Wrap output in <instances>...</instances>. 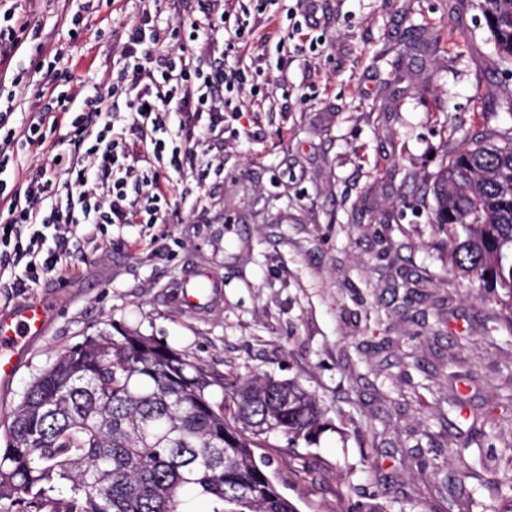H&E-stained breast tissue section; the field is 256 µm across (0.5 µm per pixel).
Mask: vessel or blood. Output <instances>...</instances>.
Listing matches in <instances>:
<instances>
[{"label": "vessel or blood", "instance_id": "1", "mask_svg": "<svg viewBox=\"0 0 512 512\" xmlns=\"http://www.w3.org/2000/svg\"><path fill=\"white\" fill-rule=\"evenodd\" d=\"M205 295L195 291V279L182 281V299L188 306L201 308L212 305L222 286L220 280L208 278ZM55 307L52 300L21 306L13 313L0 317V388L8 389L19 371L23 354L32 340L45 334L50 314Z\"/></svg>", "mask_w": 512, "mask_h": 512}]
</instances>
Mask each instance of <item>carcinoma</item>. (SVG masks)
<instances>
[{
	"mask_svg": "<svg viewBox=\"0 0 512 512\" xmlns=\"http://www.w3.org/2000/svg\"><path fill=\"white\" fill-rule=\"evenodd\" d=\"M481 9L498 59L512 64V0ZM433 195L454 269L504 306L511 330L512 126L461 140ZM322 416L292 381L218 378L136 332L87 336L9 415L0 500L14 512L47 502L55 512H180L191 493L211 512H298L255 449L272 435L307 440Z\"/></svg>",
	"mask_w": 512,
	"mask_h": 512,
	"instance_id": "1",
	"label": "carcinoma"
}]
</instances>
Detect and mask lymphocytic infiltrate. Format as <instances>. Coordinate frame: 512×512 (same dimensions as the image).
<instances>
[{
	"instance_id": "lymphocytic-infiltrate-1",
	"label": "lymphocytic infiltrate",
	"mask_w": 512,
	"mask_h": 512,
	"mask_svg": "<svg viewBox=\"0 0 512 512\" xmlns=\"http://www.w3.org/2000/svg\"><path fill=\"white\" fill-rule=\"evenodd\" d=\"M251 12L244 0H224L221 14L206 20L186 18L165 32L148 30L146 18L129 23L121 48L123 66L106 93L85 98L81 110L74 99L57 91L69 72L44 67L46 44L40 26L21 21L15 7L0 13V62H7L24 44H31L32 73H46L45 87L32 88L23 74L12 85L20 94H33L42 106L20 126H10L13 104L0 106V175L14 153L26 146L46 147L50 161L28 180L7 185L0 178V208L7 217L0 222V247H12L25 258L24 276L31 283L51 274L60 257L47 248L48 239H61L81 224H154L164 219L174 195L171 173L190 161V144L201 135L214 133L225 116H238L243 96L258 97L264 85L261 69L224 68L206 63L195 54L199 38L221 39L225 51L242 55L253 46ZM168 40L172 52L159 70L140 60L146 42ZM125 98V113L115 112L113 98ZM70 116L68 142L46 145L40 131L51 112ZM208 116L203 129L180 124L170 128L171 113ZM143 132L142 149L129 155L124 130ZM66 192L67 205L56 197Z\"/></svg>"
}]
</instances>
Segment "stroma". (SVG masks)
I'll return each mask as SVG.
<instances>
[{
  "instance_id": "35a3bbf8",
  "label": "stroma",
  "mask_w": 512,
  "mask_h": 512,
  "mask_svg": "<svg viewBox=\"0 0 512 512\" xmlns=\"http://www.w3.org/2000/svg\"><path fill=\"white\" fill-rule=\"evenodd\" d=\"M140 0H34L56 68L77 100L104 91L116 38ZM273 23L244 66L263 100H244L222 139L197 140L173 174L162 224L87 225L60 247L62 276L0 277V315L60 296L28 349L4 421L31 380L86 336L121 328L153 337L216 375L300 384L323 428L262 449L299 512H480L501 505L494 473L512 467V431L477 422L512 415V330L497 301L452 267L434 222L437 172L460 138L512 126L488 87L512 90L480 0H275ZM288 39V63L275 45ZM223 283L213 307L187 308L191 271ZM469 440L460 493L446 486Z\"/></svg>"
}]
</instances>
